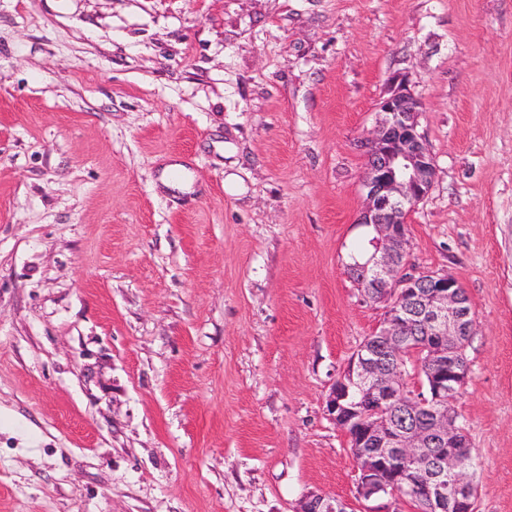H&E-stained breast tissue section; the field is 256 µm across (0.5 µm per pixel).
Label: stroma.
Returning <instances> with one entry per match:
<instances>
[{
	"instance_id": "35a3bbf8",
	"label": "stroma",
	"mask_w": 512,
	"mask_h": 512,
	"mask_svg": "<svg viewBox=\"0 0 512 512\" xmlns=\"http://www.w3.org/2000/svg\"><path fill=\"white\" fill-rule=\"evenodd\" d=\"M396 74L407 263L468 297L475 512H512V0H0V512H416L326 412L384 318L349 266ZM348 500L329 499L322 495H309L303 502L300 512H353Z\"/></svg>"
}]
</instances>
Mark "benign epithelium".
I'll list each match as a JSON object with an SVG mask.
<instances>
[{
	"instance_id": "7a95c632",
	"label": "benign epithelium",
	"mask_w": 512,
	"mask_h": 512,
	"mask_svg": "<svg viewBox=\"0 0 512 512\" xmlns=\"http://www.w3.org/2000/svg\"><path fill=\"white\" fill-rule=\"evenodd\" d=\"M379 119L366 143L365 200L358 223L373 228V253L350 275L363 296L385 306L369 336L336 379L329 417L356 451L357 497L408 496L423 512H474L475 490L459 451L448 402L468 369L448 353L473 336L475 318L458 281L448 273L406 271L407 218L431 191L436 166L419 130L421 103L404 79L377 103ZM423 334L431 340L427 383L413 394L394 363L401 348ZM429 463L430 479L411 472ZM300 512H353L352 503L309 495Z\"/></svg>"
}]
</instances>
